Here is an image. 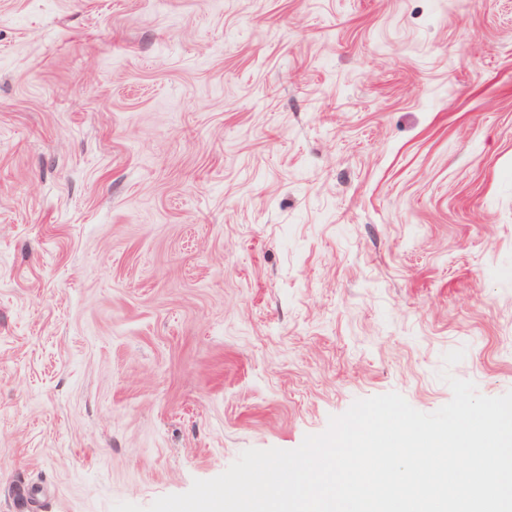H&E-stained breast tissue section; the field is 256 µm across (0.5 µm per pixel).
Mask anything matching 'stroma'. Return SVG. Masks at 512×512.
Wrapping results in <instances>:
<instances>
[{
  "instance_id": "1",
  "label": "stroma",
  "mask_w": 512,
  "mask_h": 512,
  "mask_svg": "<svg viewBox=\"0 0 512 512\" xmlns=\"http://www.w3.org/2000/svg\"><path fill=\"white\" fill-rule=\"evenodd\" d=\"M444 371L512 391V0H0V512Z\"/></svg>"
}]
</instances>
